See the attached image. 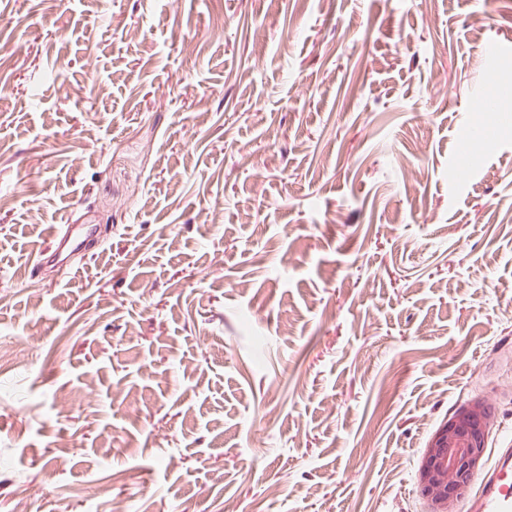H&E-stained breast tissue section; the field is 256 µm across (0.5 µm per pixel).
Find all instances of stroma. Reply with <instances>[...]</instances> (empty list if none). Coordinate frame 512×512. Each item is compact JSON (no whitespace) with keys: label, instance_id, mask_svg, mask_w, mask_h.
<instances>
[{"label":"stroma","instance_id":"stroma-1","mask_svg":"<svg viewBox=\"0 0 512 512\" xmlns=\"http://www.w3.org/2000/svg\"><path fill=\"white\" fill-rule=\"evenodd\" d=\"M1 345L0 512H421L512 436V0H0ZM494 413L481 397L456 408L428 440L416 480L427 512H456L453 502L485 464Z\"/></svg>","mask_w":512,"mask_h":512}]
</instances>
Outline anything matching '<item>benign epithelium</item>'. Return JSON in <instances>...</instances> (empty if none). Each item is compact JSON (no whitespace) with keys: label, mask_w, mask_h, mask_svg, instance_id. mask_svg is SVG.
I'll return each instance as SVG.
<instances>
[{"label":"benign epithelium","mask_w":512,"mask_h":512,"mask_svg":"<svg viewBox=\"0 0 512 512\" xmlns=\"http://www.w3.org/2000/svg\"><path fill=\"white\" fill-rule=\"evenodd\" d=\"M494 413L475 397L456 408L428 440L416 480L427 512H453L452 505L485 464Z\"/></svg>","instance_id":"obj_1"}]
</instances>
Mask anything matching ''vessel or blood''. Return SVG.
<instances>
[{"label":"vessel or blood","mask_w":512,"mask_h":512,"mask_svg":"<svg viewBox=\"0 0 512 512\" xmlns=\"http://www.w3.org/2000/svg\"><path fill=\"white\" fill-rule=\"evenodd\" d=\"M463 512H512L511 447L498 449L490 469L474 479Z\"/></svg>","instance_id":"b4317fda"}]
</instances>
